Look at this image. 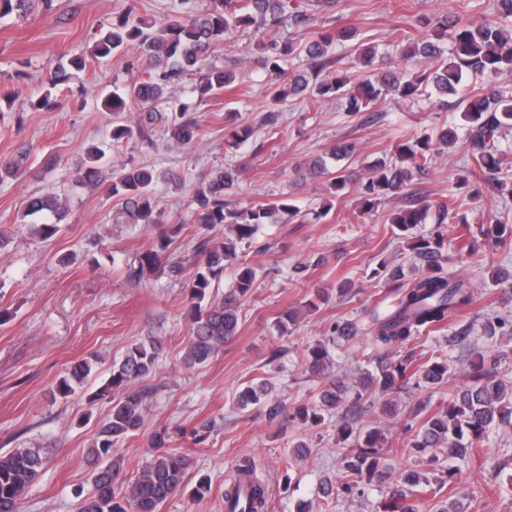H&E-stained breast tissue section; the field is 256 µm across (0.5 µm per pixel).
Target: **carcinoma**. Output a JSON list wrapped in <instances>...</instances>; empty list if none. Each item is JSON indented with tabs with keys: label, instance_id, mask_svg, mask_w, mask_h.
Listing matches in <instances>:
<instances>
[{
	"label": "carcinoma",
	"instance_id": "1",
	"mask_svg": "<svg viewBox=\"0 0 512 512\" xmlns=\"http://www.w3.org/2000/svg\"><path fill=\"white\" fill-rule=\"evenodd\" d=\"M50 0H0V18L16 15L25 18L36 7H49ZM512 17V0H493L490 12L475 22L462 16L446 14L424 20L428 33L396 50L404 60H417L414 71L404 76L394 71L378 72L374 68L377 49L364 43L356 44L357 65L365 75L354 85L337 74L335 69L336 44L351 41L358 36L353 27L335 31L322 30L317 38L305 45L290 39H274L263 44L256 63L263 71L270 104L279 107L290 98L305 102L306 111H313L329 101L341 104L350 116L369 112L382 97L391 95L403 100L416 99L427 89L434 90L438 107L452 108L462 113L469 123L465 133L468 144L466 175L463 182L471 184L472 194L479 192L481 180L492 174L512 171V152L498 148L500 129L512 124V91L499 83L501 76L512 75V29L501 22ZM303 25L310 21L307 12L292 0H206V7L185 18L173 20L155 36L145 31L146 23L127 9L112 19L111 27L95 40L91 57L110 60L124 56L126 49L135 45L138 56L127 61L131 80L122 92L114 91L104 99L110 112L139 111L136 126L120 123L112 126V146L120 148L133 139L134 134L146 136V129L156 123H166L177 144L187 146L197 141L200 126L186 116L193 103H179L175 112L167 114L156 110L165 99L167 86L186 75L199 76L191 93L212 97L229 89L235 81L233 71L209 63L214 46L235 31H243L259 23L279 28L288 21ZM452 40L450 57L435 41L440 35ZM87 59L82 55L69 60L68 67L59 68L49 77L51 85L70 78V71H82ZM479 77L484 85L479 92L466 89L467 79ZM254 130L248 125H237L225 136L237 146L249 142ZM459 139L457 129L442 127L435 136L396 145L390 160H378L369 167L370 176L358 181L361 208L354 214L359 220L370 212L382 197H405V205L391 216L395 228L405 233L418 224L426 223L431 206L414 194H407L408 186L416 176L429 170L434 156L440 150L453 146ZM97 150L87 154V160L78 165L72 177L79 184H97L102 180ZM166 174L150 166H123L111 181L112 195L123 200L124 210L136 223L160 224L156 213L152 187ZM237 182L233 169L214 171L200 183L189 204L191 223L209 227L224 225V238L201 245L196 271L186 284L191 303L192 331L188 337L184 364L188 367L204 364L233 340L239 327V308L254 291L256 273L253 267L241 263L236 270L231 291L215 301L210 299L212 282L224 273V263L237 257L240 244L249 241L260 225L278 224L283 218L300 215V210L286 199L265 205L231 208L224 195ZM61 199L54 193L34 194L26 201L31 214L49 213L60 218ZM182 231L176 223L160 230L154 245L139 258L137 275L167 264L179 273L183 266L171 261L170 246ZM486 239L507 243L512 231L503 224L480 229ZM445 237L441 228L428 236L412 238L409 250L415 264L422 267L418 277L396 287V302L391 312L370 313V329L374 344L379 349L374 370L362 377L361 387L383 397L397 393L411 385H437L448 378L451 365L446 359H428L414 363L410 356L388 359L389 351L406 347L423 329L438 330L447 326L456 313L474 303L472 283L444 270ZM159 345L153 340L134 343L124 359L113 365L109 382L98 396L110 397L112 406L91 444L90 455L101 465L93 475L95 491L80 497L77 512H158L168 498L184 489L185 476L192 465L184 453L168 450L171 435L165 429L154 431L148 438L151 460L131 483H125V458L115 452L116 445L140 430L148 411L150 393L137 386V381L149 375L156 366ZM308 370L320 377L330 364L327 346L318 341L308 346L305 356ZM486 351L477 346L469 348L466 360V384L441 409L429 416L407 443L408 452L422 454L430 465L440 457H463L482 441L488 429L502 423H512V387L493 378L487 367ZM88 360L74 363L68 376L59 380L55 392L65 398L74 392L73 384L83 383L90 375ZM268 394L264 386H247L238 396L243 407L256 405ZM341 414L337 426L338 442L355 441V447L345 454L336 484L324 488L331 496L352 495L354 490L370 484L385 473L384 437L376 431L361 436L354 431L350 405L343 388L330 381L322 389L317 403L297 408L293 418L319 425L324 413ZM43 457L38 448H16L0 455V512H19L21 500L39 475ZM236 477L224 490V502L231 503L230 512H267L269 491L255 471L251 460L244 459L235 468ZM433 491L427 476L414 470L401 474L398 484L390 492L385 512H420L422 496Z\"/></svg>",
	"mask_w": 512,
	"mask_h": 512
}]
</instances>
